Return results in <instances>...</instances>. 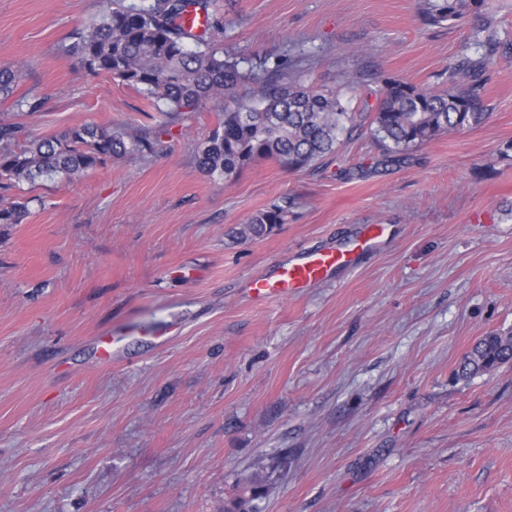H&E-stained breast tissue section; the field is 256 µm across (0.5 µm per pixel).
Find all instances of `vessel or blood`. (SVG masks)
Here are the masks:
<instances>
[{
  "label": "vessel or blood",
  "instance_id": "1",
  "mask_svg": "<svg viewBox=\"0 0 512 512\" xmlns=\"http://www.w3.org/2000/svg\"><path fill=\"white\" fill-rule=\"evenodd\" d=\"M382 234V225L372 224L361 232L353 248L311 251L298 261L284 263L273 276L261 275L251 279V296L256 302L264 303L327 282L337 271L353 266L356 253L374 249ZM96 342L100 363L108 364L119 358L123 346L122 337L103 335L97 337Z\"/></svg>",
  "mask_w": 512,
  "mask_h": 512
}]
</instances>
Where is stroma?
<instances>
[{
	"label": "stroma",
	"instance_id": "stroma-1",
	"mask_svg": "<svg viewBox=\"0 0 512 512\" xmlns=\"http://www.w3.org/2000/svg\"><path fill=\"white\" fill-rule=\"evenodd\" d=\"M426 0H216L224 49L303 52V80L374 108L380 76L449 85L448 61L500 43L478 126L382 164L368 126L295 171L199 170L217 112H188L152 155L16 184L0 224V512H224L262 464L256 512H512V364L468 380L475 342L512 332V0L466 25ZM103 0H0V60L43 99L37 135L161 115L64 52ZM267 235L243 225L271 204ZM387 238L336 280L260 304L247 291L302 252ZM181 327L159 346L144 327ZM136 327L125 356L93 338ZM286 210L279 205H271L266 210L253 216L250 222L241 232L242 235H250L252 238H260L269 233L277 224L285 221Z\"/></svg>",
	"mask_w": 512,
	"mask_h": 512
}]
</instances>
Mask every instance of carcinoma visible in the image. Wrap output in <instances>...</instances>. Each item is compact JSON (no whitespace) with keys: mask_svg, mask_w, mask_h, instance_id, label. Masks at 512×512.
<instances>
[{"mask_svg":"<svg viewBox=\"0 0 512 512\" xmlns=\"http://www.w3.org/2000/svg\"><path fill=\"white\" fill-rule=\"evenodd\" d=\"M484 0H427L426 19L463 22L481 16ZM211 0H121L107 2L98 21L74 32L65 53L85 74H105L162 104L165 126L184 112L215 111L221 120L197 147L199 169L229 180L258 159L300 170L336 152L340 137L357 116L332 89L306 85L292 76L306 56L285 53L274 63L246 58L214 39L220 19ZM499 42L483 43L479 59L452 62L448 89L433 91L403 78H381V97L364 118L386 151L387 162L404 160L408 151L450 132L481 124L486 69ZM19 70L0 63V99H13L18 112L42 107L37 96L13 98ZM156 138L94 124H80L52 136H35L19 122L0 120V190L22 181L65 175L75 177L113 158L154 152ZM26 204H0V224H19ZM286 210L272 205L253 216L242 235L260 238L285 221ZM512 361V333L480 338L463 358L464 379L490 373ZM261 467L246 479L234 512H252L264 495Z\"/></svg>","mask_w":512,"mask_h":512,"instance_id":"1","label":"carcinoma"}]
</instances>
